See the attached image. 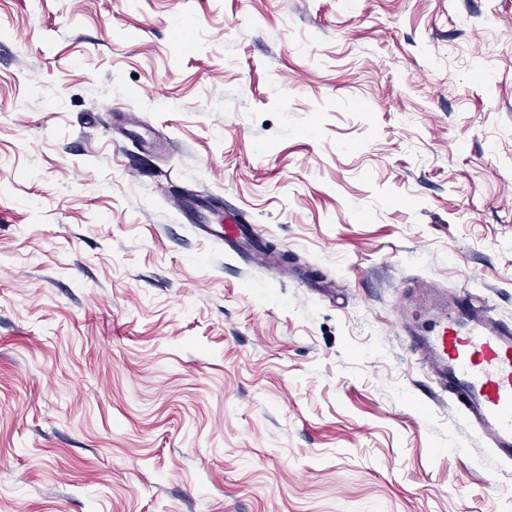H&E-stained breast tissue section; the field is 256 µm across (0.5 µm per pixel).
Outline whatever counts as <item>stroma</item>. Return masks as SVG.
Segmentation results:
<instances>
[{
	"instance_id": "1",
	"label": "stroma",
	"mask_w": 512,
	"mask_h": 512,
	"mask_svg": "<svg viewBox=\"0 0 512 512\" xmlns=\"http://www.w3.org/2000/svg\"><path fill=\"white\" fill-rule=\"evenodd\" d=\"M424 279L512 322V0H0V512H512ZM174 208L178 213L191 221L193 224H200L201 230L206 236L223 241L235 254H248L256 262H264L267 259L266 253L257 250L253 246L249 230L241 224H224L223 230L219 231L212 227L211 215L216 212L211 208L212 201L200 197L177 196L172 200Z\"/></svg>"
}]
</instances>
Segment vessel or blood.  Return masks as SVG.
<instances>
[{
	"label": "vessel or blood",
	"mask_w": 512,
	"mask_h": 512,
	"mask_svg": "<svg viewBox=\"0 0 512 512\" xmlns=\"http://www.w3.org/2000/svg\"><path fill=\"white\" fill-rule=\"evenodd\" d=\"M173 205L233 253L266 260L246 227L213 228L209 200L178 196ZM406 304L431 314L421 328L408 329L410 350L493 455L512 461V324L497 318L491 306L474 305L468 290L447 293L424 281L409 289Z\"/></svg>",
	"instance_id": "1"
}]
</instances>
